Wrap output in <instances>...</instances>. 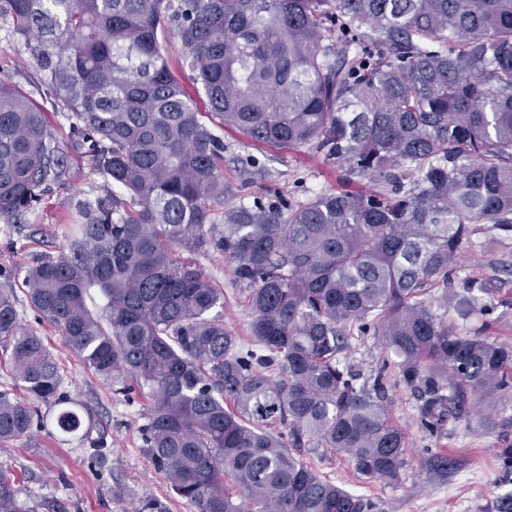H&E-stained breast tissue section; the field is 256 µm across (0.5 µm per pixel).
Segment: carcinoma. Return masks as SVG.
Listing matches in <instances>:
<instances>
[{
  "mask_svg": "<svg viewBox=\"0 0 512 512\" xmlns=\"http://www.w3.org/2000/svg\"><path fill=\"white\" fill-rule=\"evenodd\" d=\"M4 16L70 149L128 194L79 206L72 253L27 266L28 301L97 375L145 401L143 447L197 512H380L302 452L401 483L387 371L431 436L467 416L469 395L512 392V346L489 322L462 333L432 310L471 225L512 232V0H0ZM171 38L223 124L308 146L376 188L287 213L243 203L212 223L224 140L173 74ZM65 173L45 113L0 82V223ZM181 251L233 264L249 341L224 328V293ZM492 309L470 290L455 305L463 320ZM371 334L387 358L366 376L347 352ZM0 354L27 392L0 390L1 444L47 425L41 403L58 431L92 438L8 277ZM0 512H29L1 469Z\"/></svg>",
  "mask_w": 512,
  "mask_h": 512,
  "instance_id": "cac0c4a2",
  "label": "carcinoma"
}]
</instances>
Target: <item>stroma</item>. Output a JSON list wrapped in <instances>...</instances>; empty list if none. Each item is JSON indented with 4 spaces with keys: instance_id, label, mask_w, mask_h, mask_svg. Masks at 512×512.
I'll return each instance as SVG.
<instances>
[{
    "instance_id": "1",
    "label": "stroma",
    "mask_w": 512,
    "mask_h": 512,
    "mask_svg": "<svg viewBox=\"0 0 512 512\" xmlns=\"http://www.w3.org/2000/svg\"><path fill=\"white\" fill-rule=\"evenodd\" d=\"M0 80L44 100L42 75L28 60L9 18H0ZM199 108L206 123L224 139L223 176L231 195L212 206L213 222L238 202L299 206L317 195L344 187L368 190L366 180L347 177L322 155L303 148L281 151L247 142L233 127ZM118 185L93 173L83 161H71L63 184L53 186L41 205L17 224H0V273L15 286L18 318L37 331L60 363V391L92 415L93 441L58 433L54 425L31 436L0 445V467L14 473L18 499L28 512H196L177 497L165 476L152 465L138 429L144 422L141 400L118 393L66 347L61 335L39 318L22 286L26 266L36 255L69 252L71 213L77 201L93 202L118 192ZM196 262L224 293V326L248 338L251 314L242 283L231 263L220 255ZM455 290L484 289L494 309L490 336L512 344V235L472 227L470 240L456 265ZM389 408L407 440V470L401 484L364 483L347 459L311 453L307 462L319 475L357 495L376 501L381 512H505L512 503V477L503 473L500 451L512 446V396L481 398L470 417L447 424L441 435L418 427L416 398L405 386L390 387ZM447 455L455 467L439 478L424 466L428 452Z\"/></svg>"
}]
</instances>
